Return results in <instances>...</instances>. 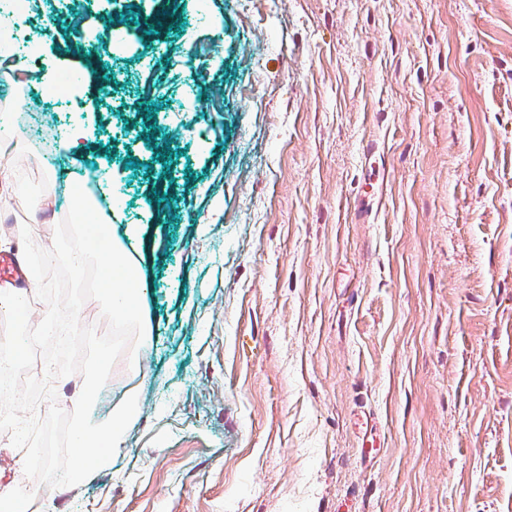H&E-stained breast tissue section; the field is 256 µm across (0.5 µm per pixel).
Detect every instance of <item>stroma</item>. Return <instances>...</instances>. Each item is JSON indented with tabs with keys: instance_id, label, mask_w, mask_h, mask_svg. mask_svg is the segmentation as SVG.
Masks as SVG:
<instances>
[{
	"instance_id": "obj_1",
	"label": "stroma",
	"mask_w": 512,
	"mask_h": 512,
	"mask_svg": "<svg viewBox=\"0 0 512 512\" xmlns=\"http://www.w3.org/2000/svg\"><path fill=\"white\" fill-rule=\"evenodd\" d=\"M42 31L32 77L96 102L56 167L107 163L153 325L66 512H512V0H60Z\"/></svg>"
}]
</instances>
